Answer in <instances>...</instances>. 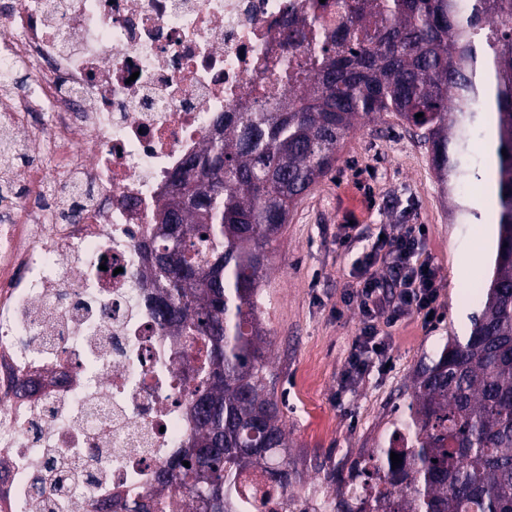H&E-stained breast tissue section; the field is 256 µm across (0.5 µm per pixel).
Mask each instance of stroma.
<instances>
[{"mask_svg": "<svg viewBox=\"0 0 512 512\" xmlns=\"http://www.w3.org/2000/svg\"><path fill=\"white\" fill-rule=\"evenodd\" d=\"M477 191H444L426 149L386 112L352 131L336 151L331 171L303 196L273 244L271 270L260 294L269 332L268 368L287 415L294 496L335 498L340 478L388 438L395 409L407 405L414 370L446 337L465 336L483 298L471 292L462 265L488 272L493 236H481L473 216ZM363 224L353 247L336 243L345 219ZM422 224L424 255L434 265L438 317H410L389 328V367L365 381L343 380L360 324L342 306L356 259L369 251L380 225Z\"/></svg>", "mask_w": 512, "mask_h": 512, "instance_id": "obj_1", "label": "stroma"}]
</instances>
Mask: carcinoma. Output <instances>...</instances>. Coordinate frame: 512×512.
<instances>
[{"instance_id": "1", "label": "carcinoma", "mask_w": 512, "mask_h": 512, "mask_svg": "<svg viewBox=\"0 0 512 512\" xmlns=\"http://www.w3.org/2000/svg\"><path fill=\"white\" fill-rule=\"evenodd\" d=\"M327 7L283 28L289 47L310 48L279 64L288 101L218 120L173 176L145 244L157 323L196 348L185 389L195 432L156 492L127 497L121 512H235L246 470L288 491L260 291L291 209L344 137L383 112L419 131L443 185L495 182L497 245L491 277L470 284L487 291L469 334L421 363L388 441L353 465L333 512H512V0H470L466 13L457 0H348L332 32L318 14ZM487 116L495 160L479 171Z\"/></svg>"}]
</instances>
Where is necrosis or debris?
Listing matches in <instances>:
<instances>
[{"label": "necrosis or debris", "instance_id": "1", "mask_svg": "<svg viewBox=\"0 0 512 512\" xmlns=\"http://www.w3.org/2000/svg\"><path fill=\"white\" fill-rule=\"evenodd\" d=\"M312 0H15L0 9V512H112L189 447L195 349L155 322L142 243L215 117L287 90ZM60 154L50 169L16 154ZM250 512L310 502L250 472Z\"/></svg>", "mask_w": 512, "mask_h": 512}]
</instances>
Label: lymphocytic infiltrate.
I'll return each instance as SVG.
<instances>
[{
  "label": "lymphocytic infiltrate",
  "mask_w": 512,
  "mask_h": 512,
  "mask_svg": "<svg viewBox=\"0 0 512 512\" xmlns=\"http://www.w3.org/2000/svg\"><path fill=\"white\" fill-rule=\"evenodd\" d=\"M380 237L355 268V285L346 290L347 304L361 315L346 372L353 380L369 376L374 366L387 365L390 343L382 324L438 311L436 271L421 256L425 233L418 224L381 225ZM386 258V274H378L379 258Z\"/></svg>",
  "instance_id": "f902f5d3"
}]
</instances>
